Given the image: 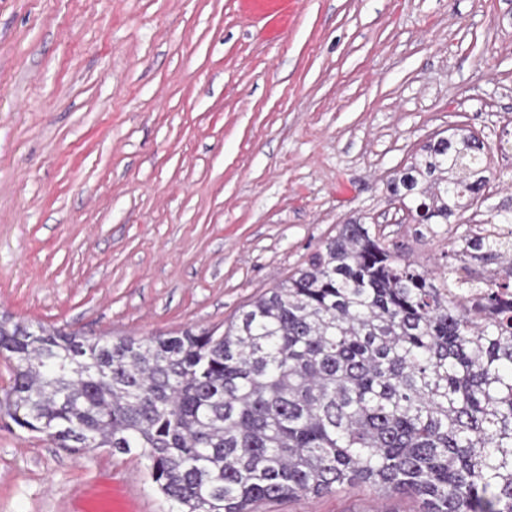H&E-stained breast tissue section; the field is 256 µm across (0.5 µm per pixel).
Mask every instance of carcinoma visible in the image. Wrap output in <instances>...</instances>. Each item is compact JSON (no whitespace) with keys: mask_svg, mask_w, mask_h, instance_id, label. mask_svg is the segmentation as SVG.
I'll return each instance as SVG.
<instances>
[{"mask_svg":"<svg viewBox=\"0 0 512 512\" xmlns=\"http://www.w3.org/2000/svg\"><path fill=\"white\" fill-rule=\"evenodd\" d=\"M489 164L454 133L388 182L419 224L483 197ZM473 231L453 258L497 256ZM419 268L375 224L336 235L219 333L117 339L0 319L12 362L0 411L72 452L107 448L146 462L170 512L255 505L368 488L406 493L421 512H512V269L465 284Z\"/></svg>","mask_w":512,"mask_h":512,"instance_id":"1","label":"carcinoma"}]
</instances>
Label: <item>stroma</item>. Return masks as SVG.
<instances>
[{
	"instance_id": "35a3bbf8",
	"label": "stroma",
	"mask_w": 512,
	"mask_h": 512,
	"mask_svg": "<svg viewBox=\"0 0 512 512\" xmlns=\"http://www.w3.org/2000/svg\"><path fill=\"white\" fill-rule=\"evenodd\" d=\"M485 201L414 223L387 188L437 133ZM512 0H0V318L223 329L340 224L428 270L512 210ZM360 489L258 512H419ZM143 460L0 419V512H168Z\"/></svg>"
}]
</instances>
